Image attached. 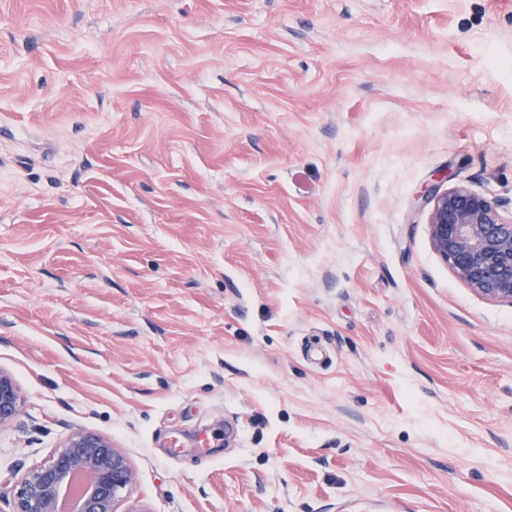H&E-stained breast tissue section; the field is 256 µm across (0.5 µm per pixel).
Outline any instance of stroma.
I'll use <instances>...</instances> for the list:
<instances>
[{"label": "stroma", "instance_id": "stroma-1", "mask_svg": "<svg viewBox=\"0 0 512 512\" xmlns=\"http://www.w3.org/2000/svg\"><path fill=\"white\" fill-rule=\"evenodd\" d=\"M512 0H0V512L108 436L118 512H512ZM422 199L434 251L454 276L482 298L512 304V219L506 221L492 199L464 186ZM22 408V395L13 376L0 369V426L13 421Z\"/></svg>", "mask_w": 512, "mask_h": 512}]
</instances>
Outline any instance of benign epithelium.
<instances>
[{
    "mask_svg": "<svg viewBox=\"0 0 512 512\" xmlns=\"http://www.w3.org/2000/svg\"><path fill=\"white\" fill-rule=\"evenodd\" d=\"M429 236L454 276L482 298L512 304V220L492 199L464 186L442 195L427 189ZM22 395L0 369V426L13 421ZM135 481L125 453L107 436L74 430L15 486L12 512H116Z\"/></svg>",
    "mask_w": 512,
    "mask_h": 512,
    "instance_id": "1",
    "label": "benign epithelium"
}]
</instances>
